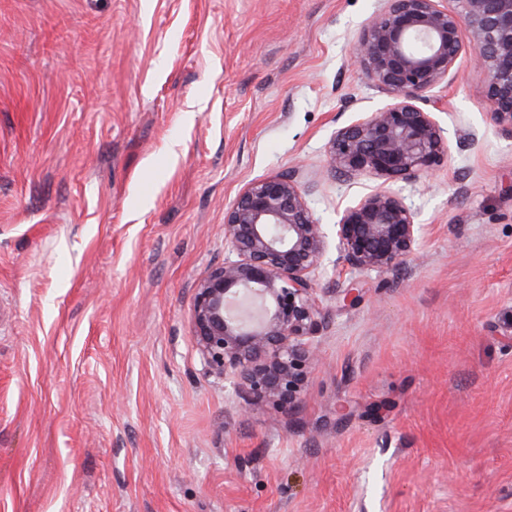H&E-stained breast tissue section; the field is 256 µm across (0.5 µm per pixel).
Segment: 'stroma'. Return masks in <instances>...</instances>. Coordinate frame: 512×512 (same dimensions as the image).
I'll return each instance as SVG.
<instances>
[{
    "label": "stroma",
    "instance_id": "stroma-1",
    "mask_svg": "<svg viewBox=\"0 0 512 512\" xmlns=\"http://www.w3.org/2000/svg\"><path fill=\"white\" fill-rule=\"evenodd\" d=\"M380 0H0V512H512V138L464 48L418 259L336 271L298 409L242 411L188 314L224 211L328 172L387 101L348 62ZM363 291L353 307L343 288Z\"/></svg>",
    "mask_w": 512,
    "mask_h": 512
}]
</instances>
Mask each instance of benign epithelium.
I'll list each match as a JSON object with an SVG mask.
<instances>
[{"label": "benign epithelium", "instance_id": "obj_1", "mask_svg": "<svg viewBox=\"0 0 512 512\" xmlns=\"http://www.w3.org/2000/svg\"><path fill=\"white\" fill-rule=\"evenodd\" d=\"M467 44L485 74L489 122L512 137V0H382L352 62L390 101L337 128L327 151L334 175L377 187L344 207L330 231L297 170L252 181L224 211V265L199 279L188 320L206 372L247 405L278 412L302 402L326 317L316 277L331 242L365 274L417 257L424 225L391 184H412L448 161L445 129L422 104L453 80Z\"/></svg>", "mask_w": 512, "mask_h": 512}]
</instances>
